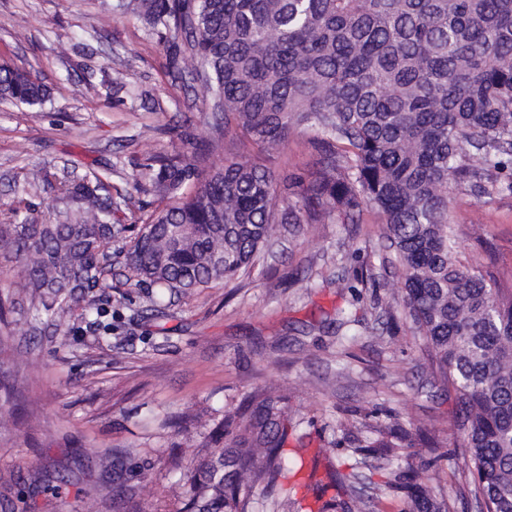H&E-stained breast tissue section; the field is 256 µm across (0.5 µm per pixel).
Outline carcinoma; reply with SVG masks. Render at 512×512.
Returning <instances> with one entry per match:
<instances>
[{
	"instance_id": "1",
	"label": "carcinoma",
	"mask_w": 512,
	"mask_h": 512,
	"mask_svg": "<svg viewBox=\"0 0 512 512\" xmlns=\"http://www.w3.org/2000/svg\"><path fill=\"white\" fill-rule=\"evenodd\" d=\"M164 40L174 78L210 100L218 139L242 134L262 151L297 129L321 135L316 170L297 200L279 194L258 161L207 170L209 147L147 156L139 175L165 205L127 256L136 288L202 291L245 274L273 224H353L380 216L403 283L401 315L453 392L456 440L480 512H512V285L467 267L450 192L492 202L487 185L512 193V0H119ZM49 91L0 66V100L34 106ZM107 174L62 188L63 220L14 214L0 250L17 258L31 333L63 309L112 330L103 307L81 308L112 274ZM368 455L438 448L435 436L397 425L375 429ZM290 424L278 401L253 396L227 416L184 472L183 512H247L255 485L288 479ZM130 451L99 456L112 469V504L128 502ZM412 470L399 489L408 512H446Z\"/></svg>"
}]
</instances>
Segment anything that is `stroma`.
I'll use <instances>...</instances> for the list:
<instances>
[{
  "label": "stroma",
  "mask_w": 512,
  "mask_h": 512,
  "mask_svg": "<svg viewBox=\"0 0 512 512\" xmlns=\"http://www.w3.org/2000/svg\"><path fill=\"white\" fill-rule=\"evenodd\" d=\"M117 0H0V64L50 89L41 107L0 102V224L15 207L53 222L61 182L108 174L112 286L93 298L112 309L98 340L80 312H59L53 336L15 323L0 256V512H112L103 449L127 448L132 512H181L184 467L224 415L247 397L281 400L293 429L287 486L256 487L248 512H307L331 474H352L328 512H404L397 473L429 460L406 448L388 462L362 455L369 426L422 428L441 441L424 476L449 512H475L470 478L453 447L455 403L431 374L403 323L386 313L402 284L380 219L356 224H276L248 275L198 293L132 288L126 254L161 200L134 183L148 154L200 143L215 132L205 105L167 67L159 36ZM314 130L289 135L266 158L283 194L316 155ZM48 181L33 188L29 171ZM451 219L461 260L512 281V195L492 204L458 195ZM344 287H337V280Z\"/></svg>",
  "instance_id": "1"
}]
</instances>
